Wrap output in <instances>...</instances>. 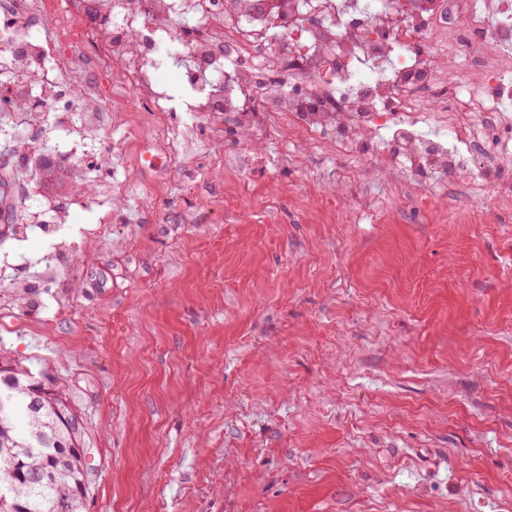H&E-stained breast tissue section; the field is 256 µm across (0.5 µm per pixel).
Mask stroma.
I'll return each instance as SVG.
<instances>
[{"label": "stroma", "mask_w": 512, "mask_h": 512, "mask_svg": "<svg viewBox=\"0 0 512 512\" xmlns=\"http://www.w3.org/2000/svg\"><path fill=\"white\" fill-rule=\"evenodd\" d=\"M232 126L117 113L66 274L0 242V351L83 413L85 512H512V205Z\"/></svg>", "instance_id": "stroma-1"}]
</instances>
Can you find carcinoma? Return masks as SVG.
I'll return each instance as SVG.
<instances>
[{
	"label": "carcinoma",
	"instance_id": "obj_1",
	"mask_svg": "<svg viewBox=\"0 0 512 512\" xmlns=\"http://www.w3.org/2000/svg\"><path fill=\"white\" fill-rule=\"evenodd\" d=\"M66 439L50 405L36 410L29 396L0 387V448L27 461L13 486L0 482V495L6 496L0 512H84L78 484L87 482L88 469L74 456L54 458V443Z\"/></svg>",
	"mask_w": 512,
	"mask_h": 512
}]
</instances>
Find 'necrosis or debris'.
<instances>
[{
	"mask_svg": "<svg viewBox=\"0 0 512 512\" xmlns=\"http://www.w3.org/2000/svg\"><path fill=\"white\" fill-rule=\"evenodd\" d=\"M45 18L56 40L37 36ZM438 32L446 49L430 44ZM448 53L469 68L496 59L498 72L444 81ZM177 58L192 94L187 111L225 113L256 138L276 121L312 139L327 133L337 154L389 159L416 180L462 174L482 190L495 178L500 198L512 200V179L499 174L512 157V138L502 137L512 126V0H0V98L76 105L49 114L6 108L0 128L23 129L31 149L46 128L83 144L103 140L109 122L92 64L113 78L117 100L138 91L144 111L164 117L177 106L161 75ZM312 64L332 91L299 82L265 111L245 107L259 75L298 76ZM425 123L447 138L420 137ZM9 204L22 233L50 228L51 262L73 249L65 233L72 206L93 210L98 201L61 205L24 179Z\"/></svg>",
	"mask_w": 512,
	"mask_h": 512,
	"instance_id": "1",
	"label": "necrosis or debris"
}]
</instances>
